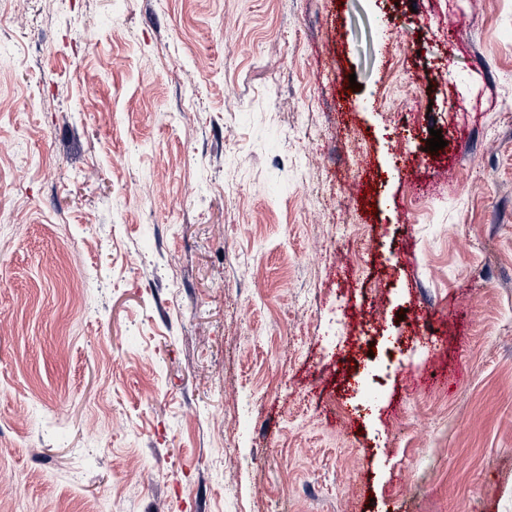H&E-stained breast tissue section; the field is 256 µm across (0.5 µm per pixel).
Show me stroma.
Returning a JSON list of instances; mask_svg holds the SVG:
<instances>
[{
  "label": "stroma",
  "instance_id": "35a3bbf8",
  "mask_svg": "<svg viewBox=\"0 0 512 512\" xmlns=\"http://www.w3.org/2000/svg\"><path fill=\"white\" fill-rule=\"evenodd\" d=\"M0 512H512V0H0ZM450 377L446 373L426 368L419 373L407 375L408 386L413 391H430L433 389H447Z\"/></svg>",
  "mask_w": 512,
  "mask_h": 512
}]
</instances>
